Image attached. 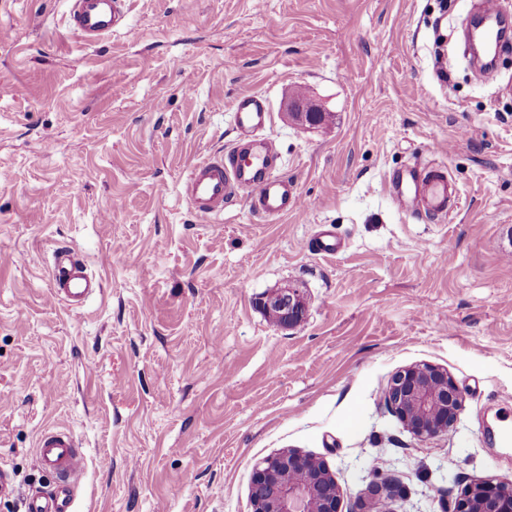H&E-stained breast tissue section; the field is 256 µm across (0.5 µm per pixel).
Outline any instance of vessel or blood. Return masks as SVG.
I'll return each mask as SVG.
<instances>
[{
  "label": "vessel or blood",
  "mask_w": 512,
  "mask_h": 512,
  "mask_svg": "<svg viewBox=\"0 0 512 512\" xmlns=\"http://www.w3.org/2000/svg\"><path fill=\"white\" fill-rule=\"evenodd\" d=\"M69 29L86 44L111 36L127 16V0H66ZM232 121L237 137L233 143L194 162L180 185L191 210L202 217H219L227 201L242 198L250 210L264 218L277 219L302 205V197L288 177L278 174L280 152L267 135L273 115L265 98L257 93L241 95L232 103ZM403 209L447 215L459 208L460 194L447 168H411L392 194ZM53 298L70 309H82L102 288L101 281L75 261L63 248L53 253L50 268ZM79 443L69 431L48 429L37 445V460L44 471L60 481L56 492L28 498L25 512H74L70 491L80 484L85 462Z\"/></svg>",
  "instance_id": "b4317fda"
}]
</instances>
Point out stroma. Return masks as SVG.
Here are the masks:
<instances>
[{
    "instance_id": "1",
    "label": "stroma",
    "mask_w": 512,
    "mask_h": 512,
    "mask_svg": "<svg viewBox=\"0 0 512 512\" xmlns=\"http://www.w3.org/2000/svg\"><path fill=\"white\" fill-rule=\"evenodd\" d=\"M66 12L0 0V512L55 490L48 427L80 442L76 512H252L254 466L288 448L327 463L342 512H368L380 467L404 488L392 512L512 480V49L473 71L465 0H128L95 46ZM296 89L329 120L287 121ZM247 92L304 205L201 218L179 183L235 140ZM441 164L457 211L399 209L392 176ZM58 247L102 280L78 313L50 297ZM282 288L307 303L292 328L259 305ZM415 363L465 396L427 442L384 402Z\"/></svg>"
}]
</instances>
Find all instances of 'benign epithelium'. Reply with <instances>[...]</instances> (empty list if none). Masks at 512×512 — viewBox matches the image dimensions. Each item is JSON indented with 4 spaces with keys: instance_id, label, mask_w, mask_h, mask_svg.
Returning a JSON list of instances; mask_svg holds the SVG:
<instances>
[{
    "instance_id": "7a95c632",
    "label": "benign epithelium",
    "mask_w": 512,
    "mask_h": 512,
    "mask_svg": "<svg viewBox=\"0 0 512 512\" xmlns=\"http://www.w3.org/2000/svg\"><path fill=\"white\" fill-rule=\"evenodd\" d=\"M260 304L276 307L282 326L298 323L306 303L298 288H284ZM385 403L403 428L427 442L454 430L464 396L444 368L413 364L395 372L386 387ZM394 487L389 476L376 471L368 487L373 512H389ZM252 512H341V494L334 475L318 457L296 450L268 456L258 462L251 479ZM448 512H512V481L482 480L469 484L447 506Z\"/></svg>"
}]
</instances>
